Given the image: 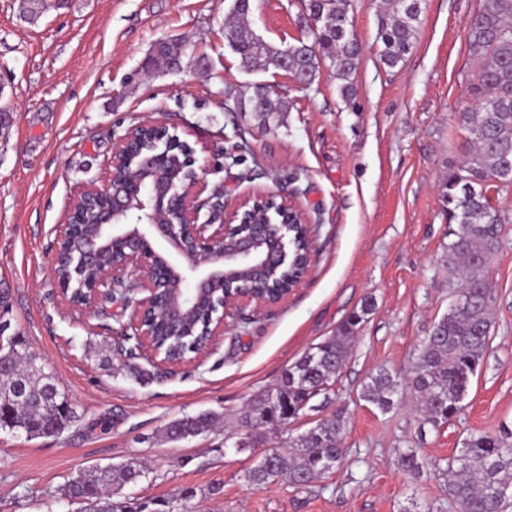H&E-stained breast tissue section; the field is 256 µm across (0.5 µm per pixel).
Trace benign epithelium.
<instances>
[{
    "mask_svg": "<svg viewBox=\"0 0 512 512\" xmlns=\"http://www.w3.org/2000/svg\"><path fill=\"white\" fill-rule=\"evenodd\" d=\"M166 72L184 71L186 44L164 39ZM101 186L88 183L70 199L56 226L50 271L61 305L86 316L112 295V283L132 279L145 293L130 321L113 335L135 340L157 373L171 376L197 362L209 349L175 362L154 341L150 326L163 322L188 335L201 310L207 311L211 340L224 335L229 320L278 307L308 274L314 248L311 226L284 194L257 191L224 212L218 189L200 198L208 170L196 165L195 151L165 118L139 122L113 143ZM94 222H86L88 213ZM294 232H281L277 225ZM307 241L303 274L288 279L277 299L254 293L273 271L293 262V243ZM224 296L212 302L213 289Z\"/></svg>",
    "mask_w": 512,
    "mask_h": 512,
    "instance_id": "7a95c632",
    "label": "benign epithelium"
}]
</instances>
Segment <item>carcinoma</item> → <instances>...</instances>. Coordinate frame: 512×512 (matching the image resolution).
Here are the masks:
<instances>
[{
    "mask_svg": "<svg viewBox=\"0 0 512 512\" xmlns=\"http://www.w3.org/2000/svg\"><path fill=\"white\" fill-rule=\"evenodd\" d=\"M317 7L319 25L312 41L301 39L288 46V57L309 84L317 77L320 65L329 62L336 79L343 81L341 96L350 101L355 94L350 76L358 65L361 47L353 32L348 0H318ZM253 10L254 0H232L224 27L234 40L233 52L245 71L261 66L277 69L282 50L261 43L254 35L247 24ZM379 14V58L383 65L394 68L418 39L420 3L380 0ZM468 41L478 56L471 83L477 107L457 113L456 119L472 147L464 162L449 170L442 186L448 223L457 225L448 242V281L458 280L455 298L465 300L466 306L449 308L448 314L434 324L405 373L398 376L380 372L363 388V398L381 410L393 405V397L411 394L421 434L439 430L461 410L487 349L494 300L487 272L501 246L505 222L492 205L488 188L494 180L502 188L512 186V0H479L469 24ZM238 108L251 113L259 127L283 122L290 111L288 101L267 98L256 89L238 101ZM369 311L370 304L362 305L360 311L343 321L339 335L310 348L288 366L275 387L251 400L246 411L250 431L237 441V447H250L262 437V430L298 416L313 398H329L330 386ZM204 323L203 318L195 322L190 336H166L161 330L158 339L175 352L189 351L201 342ZM3 363L6 369L0 372V406L10 407L12 415L0 429L39 437L59 419L70 424L81 420L80 406L60 389L36 354L11 355ZM121 371L140 384L153 377L130 361L122 365ZM219 420L220 416L211 411L184 415L164 428V437L173 440L175 429L181 439L187 440L210 430ZM344 435L345 417L340 410L289 438L287 451L271 450L263 464L249 471L248 478L257 488L284 475L294 485H306L326 473V463L340 462ZM399 465L414 475L423 469V462L412 449L400 456ZM432 467L448 477V496L457 512H512V442L508 438L473 433L458 453L434 462ZM147 471L141 461L131 459L97 469L92 475L79 474L68 480L63 490L107 512H154L147 503L132 508L111 493L113 488L137 484ZM191 497L183 489L165 499L162 508L184 512L185 502Z\"/></svg>",
    "mask_w": 512,
    "mask_h": 512,
    "instance_id": "carcinoma-1",
    "label": "carcinoma"
}]
</instances>
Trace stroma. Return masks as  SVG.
Masks as SVG:
<instances>
[{"instance_id": "35a3bbf8", "label": "stroma", "mask_w": 512, "mask_h": 512, "mask_svg": "<svg viewBox=\"0 0 512 512\" xmlns=\"http://www.w3.org/2000/svg\"><path fill=\"white\" fill-rule=\"evenodd\" d=\"M20 2L0 0V106L15 109L0 130V295L10 333L86 416L56 437L0 431V512H49L69 478L132 458L151 473L125 495L190 488L188 512H456L445 477L411 478L397 458L413 448L424 461L444 459L471 433L512 430V188L491 195L505 218L488 269L491 338L463 410L421 438L409 402L383 411L362 388L379 371L404 372L452 302L441 184L469 149L454 114L473 103L467 27L478 0H422L418 41L394 68L379 60L376 6L351 0L362 55L350 101L326 64L307 86L271 68L240 69L224 37L230 0H69L35 24L21 18ZM301 13L300 0H255L252 28L284 48L307 35ZM180 37L190 41L183 73L127 86L156 40ZM201 54L211 62L205 72L195 65ZM258 83L288 100L283 124L261 129L238 111ZM162 113L210 166L208 184L220 187L226 209L257 190L290 196L316 256L279 307L247 311L198 363L141 385L122 374L112 335L132 306L106 301L78 322L57 304L50 263L74 191L103 182V162L126 128ZM366 302L330 401L314 398L280 433L304 432L345 407L341 463L307 487L283 478L254 488L248 473L273 441L236 448L248 403ZM205 410L219 415L215 429L179 443L162 438L170 420ZM215 483L222 491L209 495Z\"/></svg>"}]
</instances>
